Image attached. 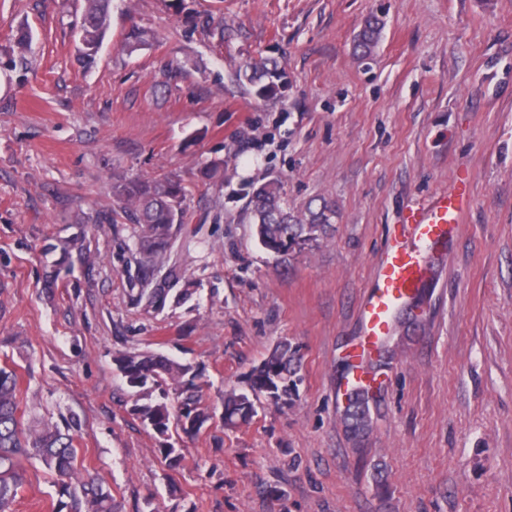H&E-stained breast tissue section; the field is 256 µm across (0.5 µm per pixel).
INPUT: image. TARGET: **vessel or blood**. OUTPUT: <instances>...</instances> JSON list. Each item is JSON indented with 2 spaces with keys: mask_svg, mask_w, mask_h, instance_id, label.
<instances>
[{
  "mask_svg": "<svg viewBox=\"0 0 512 512\" xmlns=\"http://www.w3.org/2000/svg\"><path fill=\"white\" fill-rule=\"evenodd\" d=\"M471 207L469 186L459 178L452 189L409 206L403 213L398 230L380 253L373 283L359 307L361 330L347 354L353 366L348 383L374 382L367 369L372 354L390 335L395 313L430 278L436 248L457 235L459 223Z\"/></svg>",
  "mask_w": 512,
  "mask_h": 512,
  "instance_id": "1",
  "label": "vessel or blood"
}]
</instances>
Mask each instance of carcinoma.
<instances>
[{"mask_svg": "<svg viewBox=\"0 0 512 512\" xmlns=\"http://www.w3.org/2000/svg\"><path fill=\"white\" fill-rule=\"evenodd\" d=\"M112 0H84L80 22L74 27L78 36L79 60L89 64L98 54L110 26ZM382 22L370 17L358 34L355 50L370 56L379 41ZM153 34L144 28L126 33L123 49L131 54L147 46ZM28 36L22 32L13 46L0 56V66L15 70L27 65ZM284 69L279 60L246 62L234 73L235 80L246 86L258 99H269L280 91ZM116 207L99 217L100 224L132 225L137 250L145 261L138 265L137 278L153 280L155 264L166 259L183 224L187 196L185 186L173 174L154 178L117 180L112 184ZM247 214L255 225L259 244L278 257L290 256L318 244L333 224V204L320 198L305 208L294 210L282 196V181L273 177L248 192ZM179 277L155 282L146 294L145 306L154 311L165 307ZM119 372L135 390L140 404L135 412L160 436L169 434L174 425L186 434L197 433L212 416L204 401L202 385L189 364L176 362L154 352L121 354ZM302 383L297 347L288 340L277 342L255 366L247 379V391L234 389L224 393V428L236 429L250 423L256 403L263 400L280 406L298 397ZM21 388L17 373L0 367V512H10L23 486L20 463L37 459L55 477L57 512H116L110 491L77 469L75 433L79 419L72 415L65 425L25 418L21 409ZM369 390L352 386L346 391L344 419L349 431L359 436L370 426Z\"/></svg>", "mask_w": 512, "mask_h": 512, "instance_id": "obj_1", "label": "carcinoma"}]
</instances>
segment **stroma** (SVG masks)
I'll return each instance as SVG.
<instances>
[{
  "label": "stroma",
  "mask_w": 512,
  "mask_h": 512,
  "mask_svg": "<svg viewBox=\"0 0 512 512\" xmlns=\"http://www.w3.org/2000/svg\"><path fill=\"white\" fill-rule=\"evenodd\" d=\"M82 7L0 0V45L32 33L31 67L0 70V367L18 374L22 409L79 416L78 467L119 512H512V0H112L89 68L72 33ZM372 15L383 30L362 59L353 43ZM134 25L156 38L129 55ZM263 57L282 61L283 97L235 81ZM214 159L223 179L201 182ZM459 170L472 209L399 325L354 442L337 388L359 302L403 208ZM167 173L188 206L156 277L196 291L154 312L137 301L130 225L94 221L113 209L114 177ZM267 176L294 207L330 200L332 234L284 261L264 250L245 205ZM72 238L80 250H56ZM283 339L301 351L297 400L225 430V390ZM133 349L202 373L212 418L177 434L176 470L113 361ZM22 470L13 512H50L51 476Z\"/></svg>",
  "instance_id": "35a3bbf8"
}]
</instances>
